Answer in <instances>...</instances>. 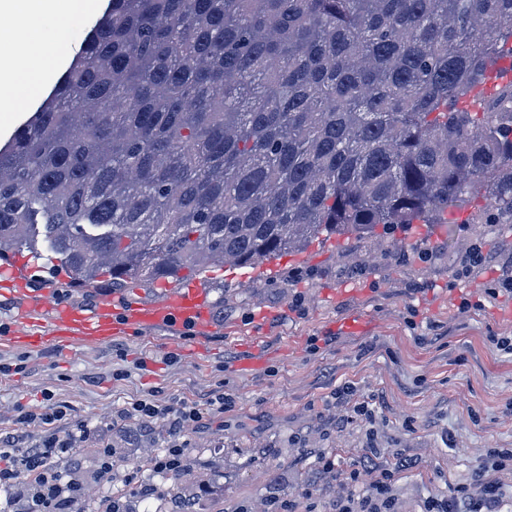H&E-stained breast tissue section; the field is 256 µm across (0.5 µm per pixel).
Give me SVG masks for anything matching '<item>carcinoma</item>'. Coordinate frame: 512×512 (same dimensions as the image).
Segmentation results:
<instances>
[{
  "instance_id": "carcinoma-1",
  "label": "carcinoma",
  "mask_w": 512,
  "mask_h": 512,
  "mask_svg": "<svg viewBox=\"0 0 512 512\" xmlns=\"http://www.w3.org/2000/svg\"><path fill=\"white\" fill-rule=\"evenodd\" d=\"M512 0H110L0 147V261L180 285L319 236L512 221ZM153 491L197 512V478Z\"/></svg>"
}]
</instances>
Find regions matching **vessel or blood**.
Instances as JSON below:
<instances>
[{"label":"vessel or blood","mask_w":512,"mask_h":512,"mask_svg":"<svg viewBox=\"0 0 512 512\" xmlns=\"http://www.w3.org/2000/svg\"><path fill=\"white\" fill-rule=\"evenodd\" d=\"M197 329L207 324L206 295L202 288L191 285L176 294H165L150 305L124 309L113 300L99 304L95 313L86 314L49 294L33 295L20 308L15 324L5 330V337L18 340L19 326L30 329L27 341L34 345L53 342L55 348L67 351L78 342L102 344L115 336H125L135 328L150 330L161 322Z\"/></svg>","instance_id":"vessel-or-blood-1"}]
</instances>
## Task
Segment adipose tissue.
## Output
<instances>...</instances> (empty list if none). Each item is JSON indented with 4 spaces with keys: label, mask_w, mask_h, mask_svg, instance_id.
Masks as SVG:
<instances>
[{
    "label": "adipose tissue",
    "mask_w": 512,
    "mask_h": 512,
    "mask_svg": "<svg viewBox=\"0 0 512 512\" xmlns=\"http://www.w3.org/2000/svg\"><path fill=\"white\" fill-rule=\"evenodd\" d=\"M101 0H0V95L38 97L69 54L73 23L94 16Z\"/></svg>",
    "instance_id": "obj_1"
}]
</instances>
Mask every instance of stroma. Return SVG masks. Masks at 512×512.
I'll use <instances>...</instances> for the list:
<instances>
[{
	"label": "stroma",
	"instance_id": "stroma-1",
	"mask_svg": "<svg viewBox=\"0 0 512 512\" xmlns=\"http://www.w3.org/2000/svg\"><path fill=\"white\" fill-rule=\"evenodd\" d=\"M483 206L449 209L441 224L319 240L254 270L215 269L206 286L212 329L200 336L161 324L66 353L0 340V366L9 367L0 373V431L16 430L19 408H42L53 394L70 405L55 430L105 436L117 449L116 475L145 486L152 480L139 456L180 439L188 468L210 481L198 512L218 499L237 512L275 494L296 512H328L341 487L317 474L320 455L340 470L409 456L416 467L398 477L394 494L401 512H422L427 499L483 469L488 449L512 448V354L485 342L512 333V293L489 291L512 278V223H478ZM476 243L486 260L465 265ZM47 289L90 311L105 298L148 305L175 287L159 280L117 290L104 279L79 288L22 253L0 271V327L24 296ZM172 341L205 354L172 356ZM258 349L268 356L261 366L252 363ZM342 384L352 392L340 403ZM219 388L232 405L177 437L166 418L145 429L124 415L151 395L177 407Z\"/></svg>",
	"mask_w": 512,
	"mask_h": 512
}]
</instances>
